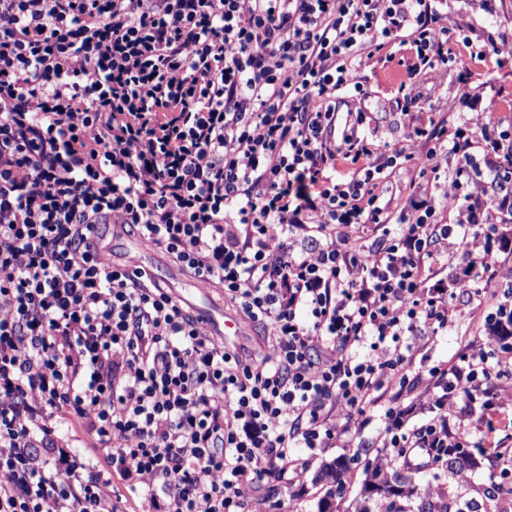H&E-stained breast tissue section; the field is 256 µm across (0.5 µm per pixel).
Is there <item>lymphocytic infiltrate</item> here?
<instances>
[{"label":"lymphocytic infiltrate","mask_w":512,"mask_h":512,"mask_svg":"<svg viewBox=\"0 0 512 512\" xmlns=\"http://www.w3.org/2000/svg\"><path fill=\"white\" fill-rule=\"evenodd\" d=\"M433 0H0V512H240L299 448L378 412L388 448H500L512 341L489 335L413 374L416 337L446 330L442 275L512 306L496 212L512 148L481 165L448 120L377 150L343 96L375 51L411 41L409 71L448 64ZM455 171H448V157ZM439 198L392 210L387 169ZM351 166L337 175L338 163ZM119 223L263 329L267 353L202 335L147 273L96 238ZM438 413L405 429L422 380ZM67 420L97 453L59 443Z\"/></svg>","instance_id":"f902f5d3"}]
</instances>
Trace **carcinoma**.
<instances>
[{
  "instance_id": "carcinoma-1",
  "label": "carcinoma",
  "mask_w": 512,
  "mask_h": 512,
  "mask_svg": "<svg viewBox=\"0 0 512 512\" xmlns=\"http://www.w3.org/2000/svg\"><path fill=\"white\" fill-rule=\"evenodd\" d=\"M370 453L368 448H360L351 457H338L324 464L319 473L320 480L330 485L328 493H340L341 486L352 480V464L361 459V455ZM483 451L471 448H450L447 456L439 460L441 466L451 475L467 472L479 465L477 456ZM410 463L407 459L396 458V463L385 467L370 462L363 469L365 479L356 498L355 512H371L370 503L381 502L388 506V512H407L402 501L410 503L413 512H462V508L452 509L453 496L445 491L433 492L423 488L409 475ZM483 501L498 505L512 502V486H501L496 482L485 488Z\"/></svg>"
}]
</instances>
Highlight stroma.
Returning a JSON list of instances; mask_svg holds the SVG:
<instances>
[{
    "label": "stroma",
    "instance_id": "1",
    "mask_svg": "<svg viewBox=\"0 0 512 512\" xmlns=\"http://www.w3.org/2000/svg\"><path fill=\"white\" fill-rule=\"evenodd\" d=\"M435 8L448 24H461L463 31L448 56L447 71H421L412 77L427 105L434 113L447 116L453 128L459 126L464 114L486 123L497 119L512 123V56H505L500 62L493 59L482 62L470 59L465 51L466 46L480 47L492 42L512 47V0H437ZM407 57L405 46H385L356 73L361 94L345 99L339 106L343 112L365 113L362 130L379 147L401 141L405 136L398 85L404 72L402 62ZM465 71L470 74L471 99L469 108L463 111L457 98L461 74ZM148 272L152 278L169 282L176 296L213 304L216 320H223L228 314L220 288L187 277L166 254L155 252ZM448 298L456 307L454 321L446 332L420 337L413 351L414 371L427 372L434 364L455 356L478 339L474 304L453 286L448 290ZM382 428V421L375 416L354 426L351 442L300 449V470L252 490L244 512H319V504L326 498L325 488L317 479L322 462L353 456L356 449L363 447L380 451ZM357 492L353 486L342 495L326 498L330 501L328 512H347Z\"/></svg>",
    "mask_w": 512,
    "mask_h": 512
}]
</instances>
